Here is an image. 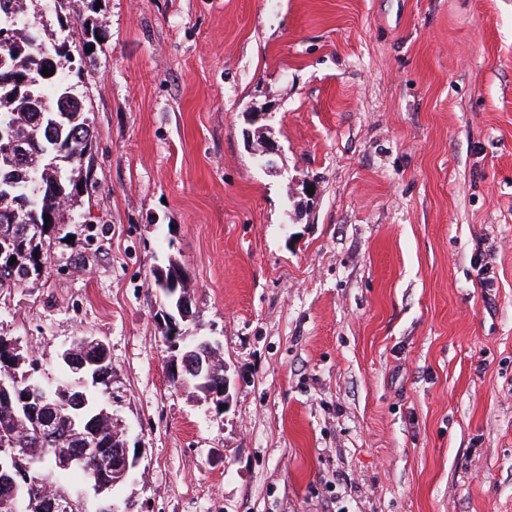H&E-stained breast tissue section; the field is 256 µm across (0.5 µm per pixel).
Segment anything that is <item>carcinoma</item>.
Here are the masks:
<instances>
[{
  "label": "carcinoma",
  "instance_id": "carcinoma-1",
  "mask_svg": "<svg viewBox=\"0 0 512 512\" xmlns=\"http://www.w3.org/2000/svg\"><path fill=\"white\" fill-rule=\"evenodd\" d=\"M53 2L58 28L41 29L27 16L28 0H0V31L12 32L0 39V122L11 125L17 146L25 150L15 164L0 160V288L38 279L66 214L93 186L92 167L83 166L81 156L94 144L96 131L84 97L56 71L58 59L70 56L72 20L63 14L65 0ZM45 67L55 72L45 77ZM180 269L169 259L162 266L165 281L154 277L171 307L186 294ZM175 356L179 376H170L172 383L207 396L219 393L222 354L213 355L207 378L195 372L197 357H186L182 350ZM89 362L101 377L97 386L76 382ZM39 364L13 338L0 336V502H13L15 512H49L50 500L68 492L76 474L112 496L123 483L112 460L123 451L124 439L107 411L110 353L78 337L61 360L57 381L43 380ZM64 456L85 463L61 469L57 458Z\"/></svg>",
  "mask_w": 512,
  "mask_h": 512
}]
</instances>
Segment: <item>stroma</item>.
<instances>
[{
  "label": "stroma",
  "instance_id": "obj_1",
  "mask_svg": "<svg viewBox=\"0 0 512 512\" xmlns=\"http://www.w3.org/2000/svg\"><path fill=\"white\" fill-rule=\"evenodd\" d=\"M69 13L94 184L44 276L0 289V335L52 379L76 337L105 342L140 450L116 506L512 512V0ZM170 258L227 408L168 377ZM161 269L165 274L166 282L160 281L155 271L154 285L156 288H159L162 294L166 297L170 307L176 306V303L182 295L186 296L187 288L186 283L181 281L182 277L179 273L181 265L173 259H168L167 264L162 266Z\"/></svg>",
  "mask_w": 512,
  "mask_h": 512
}]
</instances>
